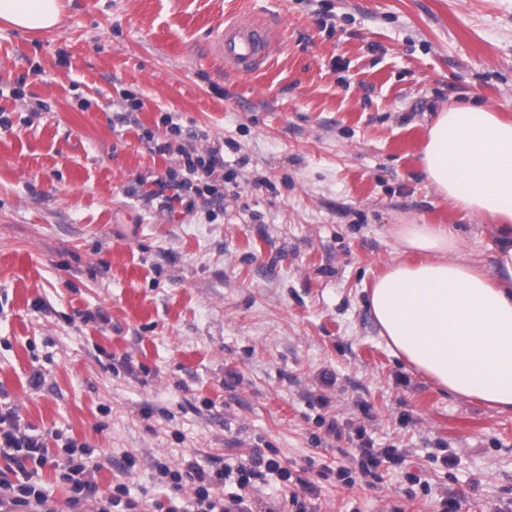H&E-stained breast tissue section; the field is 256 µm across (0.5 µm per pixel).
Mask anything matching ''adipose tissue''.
<instances>
[{
    "instance_id": "adipose-tissue-1",
    "label": "adipose tissue",
    "mask_w": 512,
    "mask_h": 512,
    "mask_svg": "<svg viewBox=\"0 0 512 512\" xmlns=\"http://www.w3.org/2000/svg\"><path fill=\"white\" fill-rule=\"evenodd\" d=\"M61 0H0V21L19 31L56 30ZM426 179L457 209L512 224V121L457 103L438 112L421 155ZM399 248L421 254L375 282L371 313L394 355L447 393L512 412V239L495 272L459 257V235L410 220Z\"/></svg>"
}]
</instances>
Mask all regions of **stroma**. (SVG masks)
Masks as SVG:
<instances>
[{
  "label": "stroma",
  "mask_w": 512,
  "mask_h": 512,
  "mask_svg": "<svg viewBox=\"0 0 512 512\" xmlns=\"http://www.w3.org/2000/svg\"><path fill=\"white\" fill-rule=\"evenodd\" d=\"M228 18L272 36L251 72L212 56ZM456 99L512 119V0H64L56 31L0 25V408L53 456L99 454L143 512L171 495L155 460L254 448L307 469L321 512L512 504V412L439 391L368 308L411 217L495 267L493 224L421 168ZM184 146L235 166L221 209L154 199ZM361 426L404 460L346 485Z\"/></svg>",
  "instance_id": "35a3bbf8"
}]
</instances>
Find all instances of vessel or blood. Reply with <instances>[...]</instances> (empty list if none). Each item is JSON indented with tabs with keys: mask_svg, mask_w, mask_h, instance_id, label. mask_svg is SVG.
Listing matches in <instances>:
<instances>
[{
	"mask_svg": "<svg viewBox=\"0 0 512 512\" xmlns=\"http://www.w3.org/2000/svg\"><path fill=\"white\" fill-rule=\"evenodd\" d=\"M269 43V33L264 27L235 20L217 31L213 51L224 62L250 71L266 58Z\"/></svg>",
	"mask_w": 512,
	"mask_h": 512,
	"instance_id": "1",
	"label": "vessel or blood"
}]
</instances>
